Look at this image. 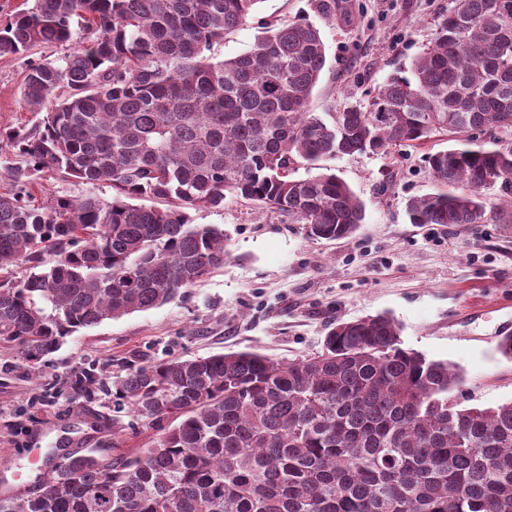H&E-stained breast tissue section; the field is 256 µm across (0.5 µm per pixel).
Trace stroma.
I'll return each instance as SVG.
<instances>
[{
  "label": "stroma",
  "mask_w": 512,
  "mask_h": 512,
  "mask_svg": "<svg viewBox=\"0 0 512 512\" xmlns=\"http://www.w3.org/2000/svg\"><path fill=\"white\" fill-rule=\"evenodd\" d=\"M317 0H259L248 22L212 50L223 59L254 45L259 21L305 20L319 28L326 65L310 111L366 105L369 91L409 68L432 41L451 0H336L324 16ZM72 44L0 56V130L31 127L22 99L29 63L58 60ZM434 138L417 149L324 158L365 205L357 233L315 239L306 225L255 203L226 198L223 207L189 210L192 223L223 229L229 258L180 298L148 311L79 330L32 366L0 347V498L39 486L50 458L68 453L109 461L150 445L155 430L112 396V382L150 362L255 350L288 362L320 349L339 320L386 313L402 328L404 348L459 366L462 406L512 400V361L497 339L512 333V205L499 201L484 224H414L409 199L436 192L427 154L451 148ZM32 204L96 188L59 173L27 182Z\"/></svg>",
  "instance_id": "stroma-1"
}]
</instances>
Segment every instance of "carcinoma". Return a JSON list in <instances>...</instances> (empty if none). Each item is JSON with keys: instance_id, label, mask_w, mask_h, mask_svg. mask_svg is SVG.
I'll list each match as a JSON object with an SVG mask.
<instances>
[{"instance_id": "cac0c4a2", "label": "carcinoma", "mask_w": 512, "mask_h": 512, "mask_svg": "<svg viewBox=\"0 0 512 512\" xmlns=\"http://www.w3.org/2000/svg\"><path fill=\"white\" fill-rule=\"evenodd\" d=\"M258 2L33 0L0 24L1 56L85 31L63 59L29 64L38 122L0 132L27 162L0 194V344L36 364L82 328L173 301L227 258L224 231L186 210L228 195L351 237L365 207L348 184L293 177L324 157L450 133L463 147L426 157L440 190L409 200L411 223L483 224L491 187L512 200V0H453L408 74L331 123L308 111L326 63L313 24L208 54ZM45 169L115 196L35 207L27 180ZM401 331L380 314L336 322L288 363L236 351L131 369L115 396L160 426L152 446L108 464L70 454L0 512H512V401L460 406L459 368L403 348Z\"/></svg>"}]
</instances>
